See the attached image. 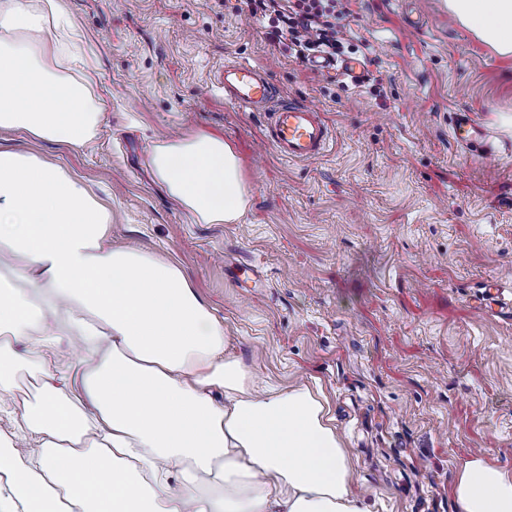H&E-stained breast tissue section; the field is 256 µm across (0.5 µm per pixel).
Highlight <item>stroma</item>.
Instances as JSON below:
<instances>
[{"label": "stroma", "mask_w": 512, "mask_h": 512, "mask_svg": "<svg viewBox=\"0 0 512 512\" xmlns=\"http://www.w3.org/2000/svg\"><path fill=\"white\" fill-rule=\"evenodd\" d=\"M106 107L88 146L0 132V145L82 174L112 207V240L182 262L258 386L323 388L369 512H456L457 465L512 470V316L475 301L512 292V152L458 145L468 110L512 143V56L444 0H348L342 23L376 81L335 74L272 43L245 0H60ZM263 66L319 106L334 145L285 162L264 118L225 103V62ZM194 132L237 149L251 204L239 223L197 224L151 178L154 141ZM251 264L259 285L240 287Z\"/></svg>", "instance_id": "stroma-1"}]
</instances>
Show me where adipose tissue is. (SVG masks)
Segmentation results:
<instances>
[{
  "mask_svg": "<svg viewBox=\"0 0 512 512\" xmlns=\"http://www.w3.org/2000/svg\"><path fill=\"white\" fill-rule=\"evenodd\" d=\"M446 4L512 54V0ZM56 11L0 0V130L77 149L103 107L82 75L93 50L51 33ZM149 166L196 223L235 224L248 209L223 136L157 140ZM72 334L84 352L54 375L48 358ZM19 345L42 383L23 408L32 456L0 442V512H364L320 388L256 392L179 262L113 245L112 210L83 177L0 149V401L14 395ZM452 494L459 512H512V471L466 459Z\"/></svg>",
  "mask_w": 512,
  "mask_h": 512,
  "instance_id": "obj_1",
  "label": "adipose tissue"
}]
</instances>
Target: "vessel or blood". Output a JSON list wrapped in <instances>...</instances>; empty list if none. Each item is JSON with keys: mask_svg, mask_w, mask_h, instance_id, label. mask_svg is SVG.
I'll return each mask as SVG.
<instances>
[{"mask_svg": "<svg viewBox=\"0 0 512 512\" xmlns=\"http://www.w3.org/2000/svg\"><path fill=\"white\" fill-rule=\"evenodd\" d=\"M227 103L244 112L264 116V136L286 161H307L323 156L333 144V131L317 108L288 98L260 66L246 61L225 62L216 78ZM455 139L465 149L484 156L500 151L499 143L483 123L468 111L452 116Z\"/></svg>", "mask_w": 512, "mask_h": 512, "instance_id": "b4317fda", "label": "vessel or blood"}]
</instances>
